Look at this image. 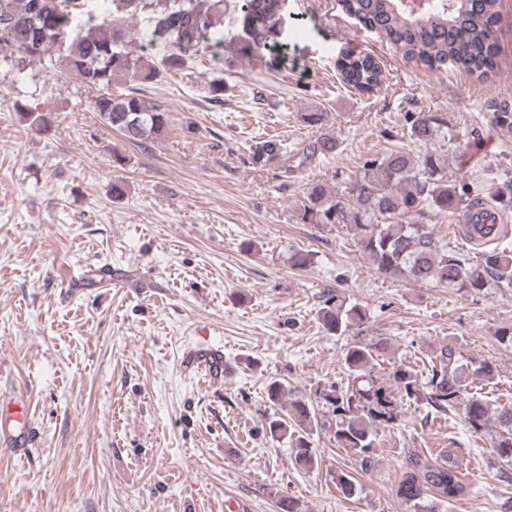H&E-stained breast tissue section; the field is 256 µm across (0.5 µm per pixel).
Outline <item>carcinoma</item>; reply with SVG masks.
Here are the masks:
<instances>
[{
	"instance_id": "carcinoma-1",
	"label": "carcinoma",
	"mask_w": 512,
	"mask_h": 512,
	"mask_svg": "<svg viewBox=\"0 0 512 512\" xmlns=\"http://www.w3.org/2000/svg\"><path fill=\"white\" fill-rule=\"evenodd\" d=\"M86 0H0V75L13 82L34 78L42 67L75 75L86 86L101 91L93 105L101 122L135 145L155 140L170 128V112L149 101L145 88L162 71H181L202 53L210 40L221 39L224 0H111L109 13L97 15ZM497 0H429L428 11L412 16L399 0H338L345 14L390 44L401 58L428 68L450 66L471 75L485 76L492 68L496 44L492 17ZM286 0H242L239 32L233 53L252 60L288 46ZM143 23V36L163 48L160 63L149 64L139 54L124 22ZM343 81L355 88L376 90L383 80L379 63L369 54L348 55L338 61ZM133 84L131 91L112 94L118 80ZM497 127L512 131V107L491 105ZM408 138L432 145L448 138V125L436 112H419L407 120ZM336 151L328 134L307 143L299 164ZM284 153L274 141L252 147L250 163L258 165ZM481 208L502 214L512 208V188L489 198L459 188L448 177V155L427 150L418 156L393 149L364 161L343 189L330 193L313 183L298 205L305 224H341L353 232L360 252L375 269L401 282L435 284L481 294L489 288L512 289V236L507 224H461V234L480 248L470 262L448 247L436 232L433 219L452 217L460 209ZM318 319L329 334L356 331L346 350V378L318 390L322 406L335 418L334 438L339 447L357 456L361 464L373 461L378 431L392 424L399 408L426 405L436 415L461 410L471 433L491 440V454L500 477L512 482V404L492 407L482 386L493 383L497 368L482 361L469 366L457 351L443 346L435 352L427 375L399 365L393 383L378 382L377 362L386 357L388 343L366 338L368 314L334 294L325 299ZM287 387L272 380L266 398L282 406ZM319 428L314 403L289 402L287 412L269 422L272 437L290 439L291 461L303 469L318 467L310 436ZM336 489L349 498L358 493L355 478L345 471L332 476ZM460 462L451 452L439 460L416 457L403 474L397 495L406 512H441L464 494Z\"/></svg>"
}]
</instances>
